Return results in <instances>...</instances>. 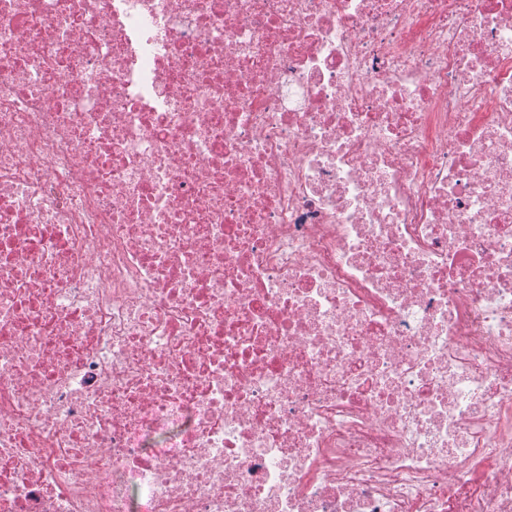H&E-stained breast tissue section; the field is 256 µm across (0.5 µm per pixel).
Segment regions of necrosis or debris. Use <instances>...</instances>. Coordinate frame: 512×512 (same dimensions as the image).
<instances>
[{
  "label": "necrosis or debris",
  "mask_w": 512,
  "mask_h": 512,
  "mask_svg": "<svg viewBox=\"0 0 512 512\" xmlns=\"http://www.w3.org/2000/svg\"><path fill=\"white\" fill-rule=\"evenodd\" d=\"M0 512H512V0H0Z\"/></svg>",
  "instance_id": "4bbe7bcc"
}]
</instances>
